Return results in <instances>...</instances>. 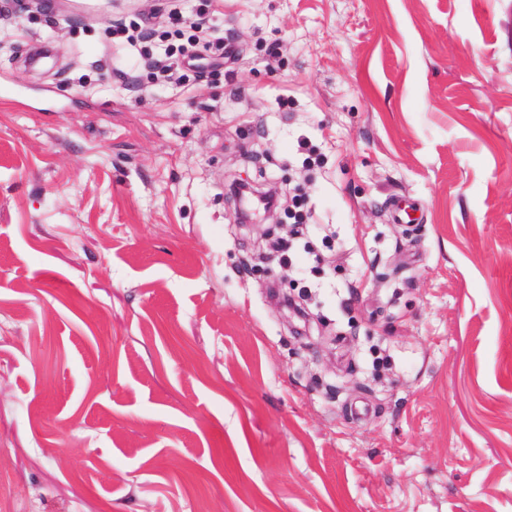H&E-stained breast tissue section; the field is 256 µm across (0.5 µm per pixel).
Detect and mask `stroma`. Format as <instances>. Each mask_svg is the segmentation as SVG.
Returning a JSON list of instances; mask_svg holds the SVG:
<instances>
[{
    "instance_id": "stroma-1",
    "label": "stroma",
    "mask_w": 512,
    "mask_h": 512,
    "mask_svg": "<svg viewBox=\"0 0 512 512\" xmlns=\"http://www.w3.org/2000/svg\"><path fill=\"white\" fill-rule=\"evenodd\" d=\"M0 84L12 512H512V0H0Z\"/></svg>"
}]
</instances>
